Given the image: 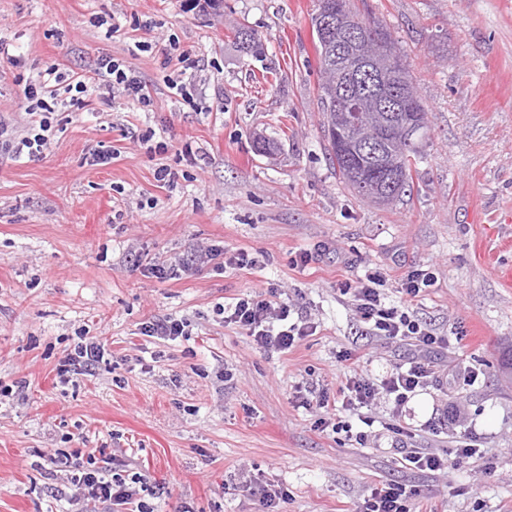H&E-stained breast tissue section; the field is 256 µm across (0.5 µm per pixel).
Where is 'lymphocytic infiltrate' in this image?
<instances>
[{"label":"lymphocytic infiltrate","instance_id":"lymphocytic-infiltrate-1","mask_svg":"<svg viewBox=\"0 0 512 512\" xmlns=\"http://www.w3.org/2000/svg\"><path fill=\"white\" fill-rule=\"evenodd\" d=\"M64 86L71 92V102L83 106L89 95L105 96L113 91L137 105L139 109L150 111L155 100L149 86L132 70L111 59H99L92 77H65L63 73L51 69L46 80L26 85L24 98L28 114L38 116L36 126L30 127L18 140H7L5 148L15 155H25L35 159L41 157L47 144L46 133L52 127L55 112L54 98L57 86ZM384 277L375 272L357 280H344L338 285L341 295L351 296L356 312L370 334L389 340L404 342L412 346L413 355L393 368L380 381H372L361 373H353L346 378L336 395L344 408L361 411L372 408L377 399L385 398L392 404V417L396 419L395 430L406 434L405 426L399 419L405 405L415 394L427 387L437 374L432 359L434 352L448 349L451 341L438 335L425 322L421 321L409 308V300L415 299L426 288L434 284L431 272L416 269L407 272L401 279V290L407 301L401 305L386 303L381 287ZM225 324L245 331L257 348L264 350H289L307 336L312 335L314 326L303 316L297 315L295 308L278 298L276 289L242 295L221 307ZM105 349L96 337L80 333L79 340L57 370L61 381L71 376L90 373L103 360ZM476 453L474 445L468 444L458 449L455 459L432 453L423 448H406L402 451V462L411 470L420 472H442L449 464L464 466ZM51 464L68 469L69 481L75 487L78 500L105 508L106 512H155L150 499L157 493L144 476H125L113 467L107 455H88L84 460H74L71 453L56 451L50 457ZM145 491L147 499H139L138 491ZM361 512H424L414 490L399 483H388L373 489L364 501Z\"/></svg>","mask_w":512,"mask_h":512}]
</instances>
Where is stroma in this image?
Instances as JSON below:
<instances>
[{"mask_svg": "<svg viewBox=\"0 0 512 512\" xmlns=\"http://www.w3.org/2000/svg\"><path fill=\"white\" fill-rule=\"evenodd\" d=\"M396 37L429 111L414 186L393 205L352 195L331 163L318 108L320 61L311 0H219L207 14L183 0H0V120L20 135L33 118L23 89L50 68L88 75L110 57L140 73L156 108L123 96L83 108L59 93L40 160L0 149V512H58L75 489L49 456L107 449L116 463L162 484L157 512H266L245 487L287 490L278 512H358L396 481L443 512H512V0H354ZM119 21L111 34L106 23ZM264 50L241 52V27ZM151 43L132 52L134 42ZM200 61L196 108L172 95L177 52ZM224 109L212 111L216 97ZM173 143L155 155L147 129ZM278 144L253 149L255 134ZM114 150L92 166L93 150ZM178 174L158 187L160 165ZM219 245L255 266L203 265L178 280L153 262H190ZM321 249L307 267L297 251ZM413 269L435 284L413 303L439 334L466 336L442 354L437 381L416 393L392 432L390 406L373 424L340 411L361 446L321 427L316 400L349 373L359 350L370 378L405 362L407 345L370 335L338 281L379 270L399 303ZM277 287L314 335L280 352L256 347L218 306ZM190 321V336L142 333L150 318ZM104 344L94 375L60 383L57 367L82 329ZM459 406V424L444 420ZM475 437L462 470L399 464L407 444L454 453Z\"/></svg>", "mask_w": 512, "mask_h": 512, "instance_id": "obj_1", "label": "stroma"}]
</instances>
